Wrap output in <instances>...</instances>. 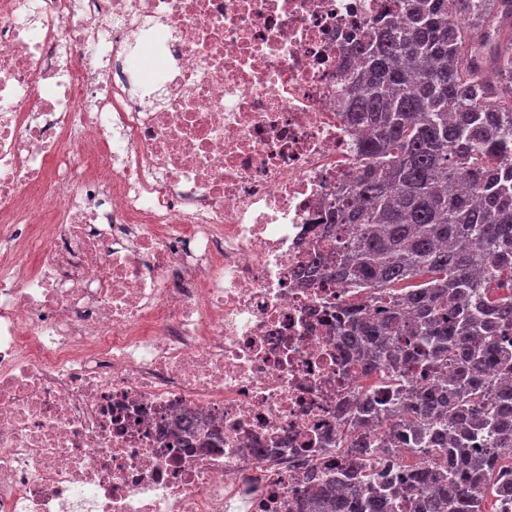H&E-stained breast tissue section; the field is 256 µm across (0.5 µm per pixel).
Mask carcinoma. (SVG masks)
<instances>
[{"label": "carcinoma", "mask_w": 512, "mask_h": 512, "mask_svg": "<svg viewBox=\"0 0 512 512\" xmlns=\"http://www.w3.org/2000/svg\"><path fill=\"white\" fill-rule=\"evenodd\" d=\"M365 165L328 209L349 245L323 274L375 301L343 312L359 365L428 381L377 441L351 419L345 512H487L512 494V0H387L351 43ZM493 73L499 83L485 78ZM448 449L414 485L358 478L375 451ZM310 512H336L329 491Z\"/></svg>", "instance_id": "cac0c4a2"}]
</instances>
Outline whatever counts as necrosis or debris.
I'll return each instance as SVG.
<instances>
[{
    "label": "necrosis or debris",
    "mask_w": 512,
    "mask_h": 512,
    "mask_svg": "<svg viewBox=\"0 0 512 512\" xmlns=\"http://www.w3.org/2000/svg\"><path fill=\"white\" fill-rule=\"evenodd\" d=\"M382 0H0V512H307L381 398L311 261ZM441 451L395 448L372 475Z\"/></svg>",
    "instance_id": "necrosis-or-debris-1"
}]
</instances>
